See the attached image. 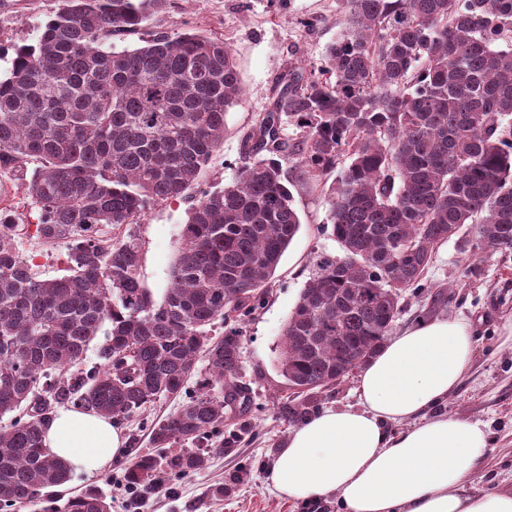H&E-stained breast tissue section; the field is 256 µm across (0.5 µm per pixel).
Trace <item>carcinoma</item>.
Returning a JSON list of instances; mask_svg holds the SVG:
<instances>
[{"instance_id":"carcinoma-1","label":"carcinoma","mask_w":512,"mask_h":512,"mask_svg":"<svg viewBox=\"0 0 512 512\" xmlns=\"http://www.w3.org/2000/svg\"><path fill=\"white\" fill-rule=\"evenodd\" d=\"M161 2L58 0L0 79V168L36 163L25 183L35 233L65 244L68 265L35 277L24 227L0 210V512H110L96 488L50 492L69 470L44 446L47 422L61 407L138 417L185 391L200 354V392L150 425L162 455H135L127 489L143 500L207 470L224 454V421L245 426L242 326L301 226L279 163L283 118L302 129L304 177L337 174L329 235L342 249L320 258L284 325L278 364L300 396L279 403L289 423L380 351L439 243L471 224L466 256L512 248V0H346L349 26L321 65L288 68L239 177L188 209L156 303L131 225L188 198L242 94L221 40L185 29L121 45ZM105 225L128 231L105 246Z\"/></svg>"}]
</instances>
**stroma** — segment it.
<instances>
[{
	"label": "stroma",
	"instance_id": "stroma-1",
	"mask_svg": "<svg viewBox=\"0 0 512 512\" xmlns=\"http://www.w3.org/2000/svg\"><path fill=\"white\" fill-rule=\"evenodd\" d=\"M57 0H0V78L11 66L14 48L32 42L39 24L56 9ZM348 12L342 0H164L145 30L130 36L129 47L142 46L151 32L192 28L224 40L236 59L243 85L239 103L224 118V143L204 167L193 195L231 183L243 161L246 135L270 108L289 65L319 63L327 44L344 28ZM282 168L293 184V206L302 225L274 274L265 304L244 326L243 379L251 389L252 413L246 428L224 427L229 446L204 472L180 478L170 488L130 508V493L120 483L123 461L112 460L100 474L72 473L61 492L70 497L97 487L112 502V512H342L336 495L314 504L282 498L269 482L270 468L292 430L278 404L292 393L280 372L276 346L289 313L318 255H341L339 244L325 231L329 203L326 187L308 182L293 157ZM25 176L0 169V208L15 212L20 223L32 222L34 208L25 191ZM187 200L152 205L137 224L141 246V279L155 301L170 286V271L181 246ZM38 278L65 275L66 248L37 238L18 242ZM456 240L439 244L425 279L445 286V298L430 291L403 293V311L394 332L432 318L447 317L468 324L474 342L470 368L459 388L436 407L439 415L481 423L488 448L469 486L484 493L512 487V348L503 345V326L512 320V249L479 255L476 273ZM246 471L245 480L224 496L216 488L231 474Z\"/></svg>",
	"mask_w": 512,
	"mask_h": 512
}]
</instances>
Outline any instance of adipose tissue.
I'll use <instances>...</instances> for the list:
<instances>
[{"label": "adipose tissue", "mask_w": 512, "mask_h": 512, "mask_svg": "<svg viewBox=\"0 0 512 512\" xmlns=\"http://www.w3.org/2000/svg\"><path fill=\"white\" fill-rule=\"evenodd\" d=\"M472 354L468 327L455 319L391 337L358 377L360 408L327 409L295 427L272 485L301 503L336 495L345 512H512V489L467 491L488 446L483 427L429 414L459 387ZM44 444L69 470L94 475L124 454L127 437L110 418L62 408Z\"/></svg>", "instance_id": "ef3b65f1"}]
</instances>
